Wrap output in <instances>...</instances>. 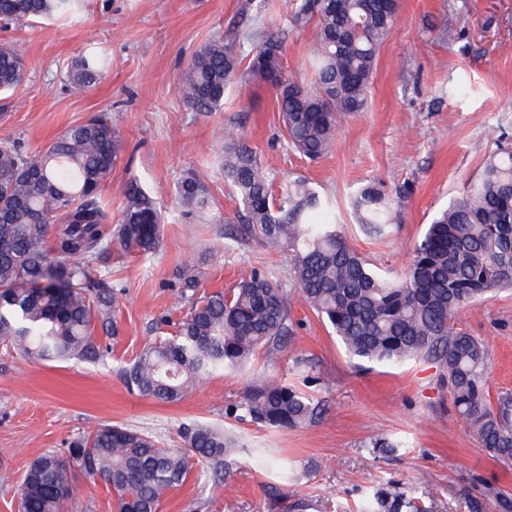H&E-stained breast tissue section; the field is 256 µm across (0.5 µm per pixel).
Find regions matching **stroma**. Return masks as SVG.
Instances as JSON below:
<instances>
[{
  "mask_svg": "<svg viewBox=\"0 0 512 512\" xmlns=\"http://www.w3.org/2000/svg\"><path fill=\"white\" fill-rule=\"evenodd\" d=\"M298 0H85L79 16L0 24V43L21 45L22 86L0 99V139L28 152L45 147L67 126L100 112L112 115L125 150L101 189L120 215L129 179L165 215L158 251L112 257L102 278L118 282V334L98 363H45L0 346V512H18L16 488L40 455L103 423H120L180 446L182 428L207 422L232 429L244 445L224 460L214 487L190 478L169 493L160 512H363L380 491H404L426 512H502L512 500V470L480 448L473 429L453 410L441 369L431 361L355 367L331 327L300 298L286 255L253 240L229 238L240 204L224 181L220 151L231 135L245 137L275 179L301 175L335 199L348 244L378 272L401 271L436 214L460 197L498 143L512 140V0H399L397 20L375 68L366 112L343 120L329 152L311 162L288 146L276 95L255 81L232 82L217 112L193 111L176 80L193 53L216 36L235 40L243 59L253 43L236 41L238 27L276 32L283 65L304 84L313 79L312 33L294 28ZM454 22L458 37L441 31ZM95 42L112 66L91 90L67 87L73 57ZM193 172L210 191L208 209L185 214L175 184ZM375 183L400 194L399 222L383 240L365 237L350 199ZM194 268L201 290L233 287L260 268L286 288L298 324L277 357L257 353L240 372L216 374L174 404L130 391L119 373L145 344L186 308L177 283ZM458 327L490 353V391L512 389V288L464 308ZM272 376L320 405L314 422L268 430L227 415L248 384ZM400 441L395 454L368 456L369 442Z\"/></svg>",
  "mask_w": 512,
  "mask_h": 512,
  "instance_id": "35a3bbf8",
  "label": "stroma"
}]
</instances>
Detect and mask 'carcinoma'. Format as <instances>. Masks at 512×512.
<instances>
[{"instance_id": "obj_1", "label": "carcinoma", "mask_w": 512, "mask_h": 512, "mask_svg": "<svg viewBox=\"0 0 512 512\" xmlns=\"http://www.w3.org/2000/svg\"><path fill=\"white\" fill-rule=\"evenodd\" d=\"M82 0H0V21L71 16ZM398 0H300L293 26L313 31L309 63L314 86L287 74L283 43L275 33L245 28L238 37L258 41L247 67L232 42L215 37L194 54L177 78L182 98L196 112H214L235 80H259L276 94L288 145L300 156H325L343 119L368 106L382 44L393 31ZM110 58L89 43L67 67L78 91L94 87ZM24 78L18 44L0 43V93ZM123 152L112 118L94 116L70 125L41 151L0 140V341L21 356L46 361L98 362L109 353L95 336L109 332L117 294L100 277L101 259L151 256L165 216L153 196L132 178L117 224L99 201ZM224 180L239 198L235 241L258 239L293 256L299 297L330 324L348 355L367 362L433 361L454 410L474 430L480 447L512 468V390L491 395L484 344L455 324L475 299L512 288V147L499 145L461 198L429 224L397 278L369 267L337 229L331 201L303 178L273 191V179L242 137L225 141ZM182 204L209 205L206 184L193 172L177 183ZM362 231L387 236L398 221L377 186L362 187L352 201ZM200 272L179 282L188 311L171 335L147 343L120 370L127 386L162 404L176 403L206 376L235 371L256 353L273 357L294 335L288 292L252 269L233 287L198 294ZM317 405L278 380L251 385L229 415L267 429L310 423ZM181 448H162L146 433L106 423L48 452L26 469L18 487L19 512H67L79 494L76 475L101 479L112 490L115 512H159L170 491L192 473L224 483V456L239 447L224 428L197 423L182 431ZM366 512H423L403 493L382 494Z\"/></svg>"}]
</instances>
